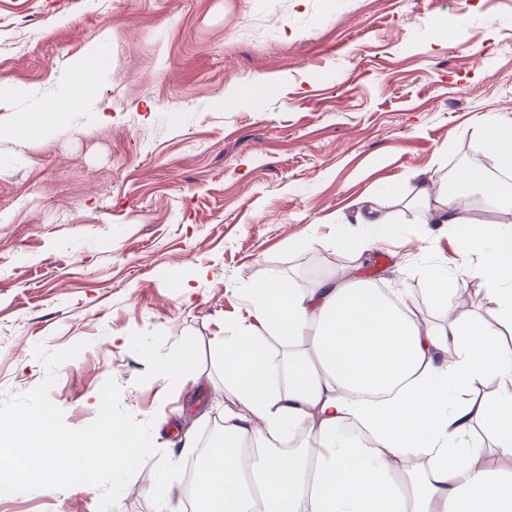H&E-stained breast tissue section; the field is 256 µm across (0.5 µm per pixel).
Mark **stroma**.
<instances>
[{"instance_id": "stroma-1", "label": "stroma", "mask_w": 512, "mask_h": 512, "mask_svg": "<svg viewBox=\"0 0 512 512\" xmlns=\"http://www.w3.org/2000/svg\"><path fill=\"white\" fill-rule=\"evenodd\" d=\"M435 20L454 29L448 44ZM103 31L94 100L0 140V397L44 380L36 345L84 342L50 391L66 425L92 423L112 379L154 445L190 464L178 437L209 447L237 405L220 346L247 315L246 288H311L350 266L333 226L365 234L349 221L358 205L397 226L360 278L441 325L420 271L455 269L454 237L425 223L413 191L475 164L485 123L512 125V0H0V80L24 90L13 112L59 94ZM457 281V311L494 324L477 281ZM186 345L194 360L164 378ZM154 482V468L136 472L112 512H155ZM99 504L74 486L0 498V512Z\"/></svg>"}]
</instances>
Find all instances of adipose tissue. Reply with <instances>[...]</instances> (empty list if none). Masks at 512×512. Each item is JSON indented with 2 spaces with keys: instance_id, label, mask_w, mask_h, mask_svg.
Here are the masks:
<instances>
[{
  "instance_id": "1",
  "label": "adipose tissue",
  "mask_w": 512,
  "mask_h": 512,
  "mask_svg": "<svg viewBox=\"0 0 512 512\" xmlns=\"http://www.w3.org/2000/svg\"><path fill=\"white\" fill-rule=\"evenodd\" d=\"M107 34L90 43L71 86L37 112H14L20 87L0 84V112L12 135L44 131L86 106L107 72ZM464 168L454 191L415 190L429 219L456 232L461 258L497 307L496 325L458 313L447 271L422 270L427 303L444 318L421 326L411 296L354 272L313 288L261 279L246 290L250 324L225 337L222 436L206 448L193 494L199 512H512V472L493 468L489 449L512 456V231L474 219L468 199L487 186ZM371 234L336 239L359 259L393 233L369 206L352 221ZM491 396L461 399L475 383Z\"/></svg>"
}]
</instances>
